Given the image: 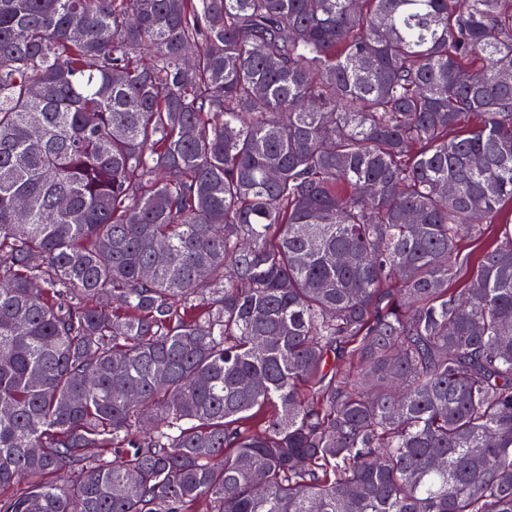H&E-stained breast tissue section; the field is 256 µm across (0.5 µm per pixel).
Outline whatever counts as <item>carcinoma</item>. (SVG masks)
<instances>
[{
    "mask_svg": "<svg viewBox=\"0 0 512 512\" xmlns=\"http://www.w3.org/2000/svg\"><path fill=\"white\" fill-rule=\"evenodd\" d=\"M503 72L512 0H0V512H512Z\"/></svg>",
    "mask_w": 512,
    "mask_h": 512,
    "instance_id": "carcinoma-1",
    "label": "carcinoma"
}]
</instances>
